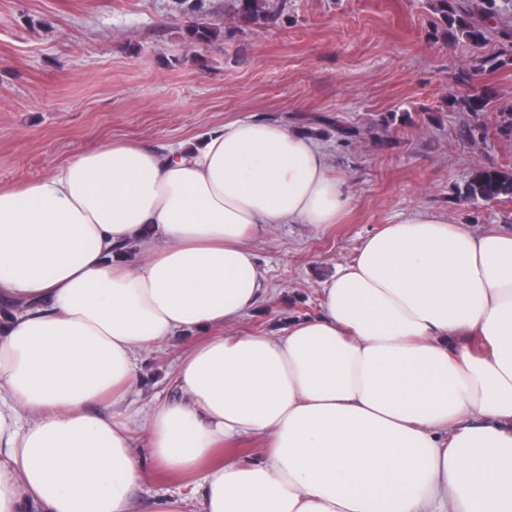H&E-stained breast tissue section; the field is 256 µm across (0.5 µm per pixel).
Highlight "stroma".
Wrapping results in <instances>:
<instances>
[{"instance_id": "stroma-1", "label": "stroma", "mask_w": 512, "mask_h": 512, "mask_svg": "<svg viewBox=\"0 0 512 512\" xmlns=\"http://www.w3.org/2000/svg\"><path fill=\"white\" fill-rule=\"evenodd\" d=\"M0 0V184L44 175L73 154L116 140L169 146L251 117L273 119L326 145L353 200L321 228L274 224L251 240L264 276L263 301L228 336L284 335L318 313L320 290L364 238L415 211L473 231L512 230V201L471 205L460 193L478 164H512V136L472 143L446 88L496 40L475 47L436 39L428 0H288L279 23L239 25L230 0ZM198 21L219 40L191 43ZM409 122L380 134L389 113ZM358 128L336 137L332 119ZM205 333L170 338L139 356L134 409L179 399L176 368ZM132 512L175 497L202 512L191 475L145 461Z\"/></svg>"}]
</instances>
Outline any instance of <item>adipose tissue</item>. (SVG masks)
Masks as SVG:
<instances>
[{
  "instance_id": "ef3b65f1",
  "label": "adipose tissue",
  "mask_w": 512,
  "mask_h": 512,
  "mask_svg": "<svg viewBox=\"0 0 512 512\" xmlns=\"http://www.w3.org/2000/svg\"><path fill=\"white\" fill-rule=\"evenodd\" d=\"M350 203L322 143L258 118L0 186V512H130L137 355L202 328L144 427L154 465L202 471V512H512V230L410 213L318 315L224 335L266 293L248 241ZM248 435L263 458L208 466Z\"/></svg>"
}]
</instances>
